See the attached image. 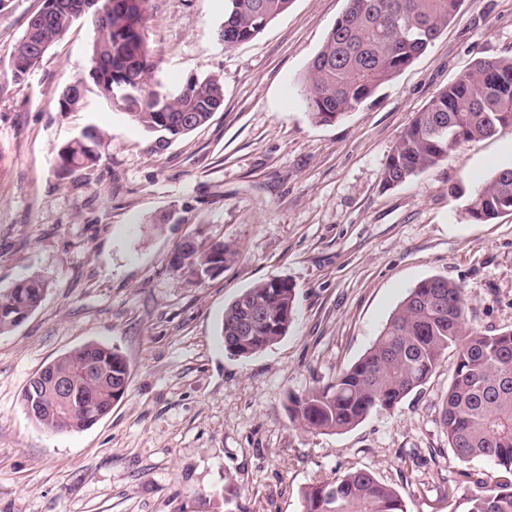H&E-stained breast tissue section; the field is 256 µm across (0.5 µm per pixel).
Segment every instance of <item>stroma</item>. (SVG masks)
<instances>
[{
  "label": "stroma",
  "instance_id": "35a3bbf8",
  "mask_svg": "<svg viewBox=\"0 0 512 512\" xmlns=\"http://www.w3.org/2000/svg\"><path fill=\"white\" fill-rule=\"evenodd\" d=\"M43 0L0 8V289L33 275L40 307L0 335V512H301L304 487L370 470L406 512H467L471 475L440 423L455 357L395 409L342 433L293 422L289 399L326 385L375 342L421 280L458 284L469 325L512 329V212L476 224L465 194L512 167V127L450 151L401 185L382 171L414 115L479 58L512 56V0H462L426 51L357 110L316 122L304 74L346 0H292L254 38H215L224 0H149L152 82L177 92L215 76L224 104L155 151L88 85L82 108L58 97L90 68L91 26L76 22L25 79L11 53ZM104 134L100 159L63 175L61 146ZM238 257L205 283L170 265L186 235ZM285 278L288 332L249 358L220 337L243 290ZM88 342L129 363L125 398L92 427L52 433L22 404L28 380ZM456 495H449V487Z\"/></svg>",
  "mask_w": 512,
  "mask_h": 512
}]
</instances>
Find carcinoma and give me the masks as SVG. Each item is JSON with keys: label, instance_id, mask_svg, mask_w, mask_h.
Masks as SVG:
<instances>
[{"label": "carcinoma", "instance_id": "carcinoma-1", "mask_svg": "<svg viewBox=\"0 0 512 512\" xmlns=\"http://www.w3.org/2000/svg\"><path fill=\"white\" fill-rule=\"evenodd\" d=\"M68 8L46 17L36 14L10 58L16 80L27 75L20 65L32 61L36 45L61 40L77 21L83 0H65ZM224 33L216 39L232 48L259 34L286 12L291 0H225ZM462 0H347L343 15L311 60L304 82L311 116L334 122L373 97L448 27ZM143 7L112 12L97 31L91 56L112 59V82L128 95L102 96L118 106L158 148L208 122L224 102L220 79H194L170 94L147 88L153 68L143 39ZM85 93L61 91L62 112L80 107ZM512 126V57L476 61L470 70L442 89L417 113L400 137L383 171L385 186L400 185L437 165L459 145L489 138ZM100 136L86 131L58 152L56 166L69 175L99 161ZM512 210V167L498 169L466 198L476 223ZM236 249L221 240L186 254L175 270L201 283L202 268L214 261L228 265ZM47 281L34 276L0 290V334L11 332L41 305ZM294 287L286 279H269L244 290L224 309L221 337L227 353L249 358L277 343L293 320ZM456 363L442 404L441 423L448 447L460 462L486 459L497 474L472 481L468 512H512V330L484 334L467 325L465 299L455 283L432 276L419 282L395 310L373 346L332 382L289 398L292 420L318 432H342L359 425L371 412L394 409L431 378L448 350ZM88 351L95 370H76L75 359ZM49 369L72 379V392L52 388L35 396L22 391V405L36 424L55 432L87 429L108 415L126 395L130 371L117 349L87 343L71 350ZM302 512H404L401 495L366 469L348 471L330 481L305 487Z\"/></svg>", "mask_w": 512, "mask_h": 512}]
</instances>
